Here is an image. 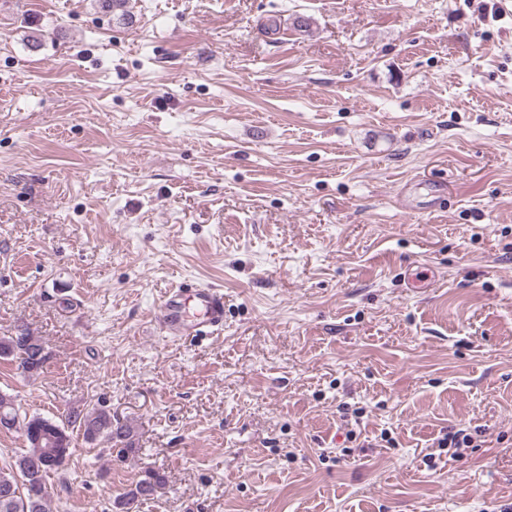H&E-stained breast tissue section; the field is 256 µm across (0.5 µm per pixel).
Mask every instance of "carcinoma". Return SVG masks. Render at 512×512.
<instances>
[{
	"mask_svg": "<svg viewBox=\"0 0 512 512\" xmlns=\"http://www.w3.org/2000/svg\"><path fill=\"white\" fill-rule=\"evenodd\" d=\"M39 346L40 340L25 328L0 339V358L17 362L18 368L24 371ZM43 367L44 363L39 362L26 371L33 376ZM4 422L21 431L26 446L0 466V512H46L47 478L52 474H64L67 462L62 457H71L74 441L79 437L89 445L104 444L108 449L117 447L124 455L136 452L131 428L114 419L112 412L103 406L71 408L55 419L45 418L21 412L15 397L0 393V424ZM49 430L59 431L60 440L61 457L52 461L45 459L44 447L36 438ZM164 480V474L158 470L140 479L118 501L120 512H138L141 502L149 499Z\"/></svg>",
	"mask_w": 512,
	"mask_h": 512,
	"instance_id": "carcinoma-1",
	"label": "carcinoma"
}]
</instances>
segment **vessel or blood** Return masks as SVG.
Wrapping results in <instances>:
<instances>
[{
    "mask_svg": "<svg viewBox=\"0 0 512 512\" xmlns=\"http://www.w3.org/2000/svg\"><path fill=\"white\" fill-rule=\"evenodd\" d=\"M190 302L198 309L193 318L186 315V305ZM159 322L174 337L220 331L224 326V294L211 287L195 289L189 295L181 289L173 290L160 309Z\"/></svg>",
    "mask_w": 512,
    "mask_h": 512,
    "instance_id": "b4317fda",
    "label": "vessel or blood"
}]
</instances>
